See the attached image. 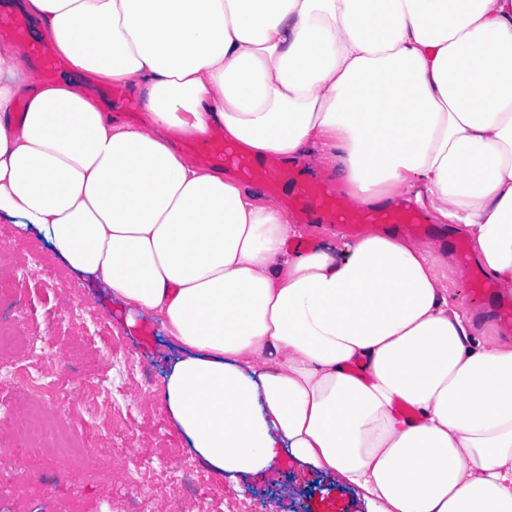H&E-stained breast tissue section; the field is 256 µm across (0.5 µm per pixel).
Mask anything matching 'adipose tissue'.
Listing matches in <instances>:
<instances>
[{"mask_svg":"<svg viewBox=\"0 0 512 512\" xmlns=\"http://www.w3.org/2000/svg\"><path fill=\"white\" fill-rule=\"evenodd\" d=\"M84 81L0 42V212L186 348L167 414L236 479L281 455L369 512H512V342L433 242H316L177 146L221 128L403 197L512 292V0H22ZM120 84L138 125L88 85Z\"/></svg>","mask_w":512,"mask_h":512,"instance_id":"ef3b65f1","label":"adipose tissue"}]
</instances>
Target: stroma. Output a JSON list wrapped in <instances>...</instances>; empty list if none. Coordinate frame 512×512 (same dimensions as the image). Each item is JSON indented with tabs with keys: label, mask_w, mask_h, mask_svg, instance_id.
Instances as JSON below:
<instances>
[{
	"label": "stroma",
	"mask_w": 512,
	"mask_h": 512,
	"mask_svg": "<svg viewBox=\"0 0 512 512\" xmlns=\"http://www.w3.org/2000/svg\"><path fill=\"white\" fill-rule=\"evenodd\" d=\"M42 256L54 275L26 274L15 284L19 306L0 305V321L12 322L20 333L44 336L53 343L56 359L43 364L45 383H52L68 346L79 329L54 319L60 307L81 301L87 323L107 322L117 344L141 366L116 380L126 405L115 416L129 437L107 445L103 438L85 440L95 426L79 390L85 369L71 360L69 400L43 407L48 438L42 451L18 453L24 406L38 405L35 391L0 383V512H168L171 487L163 475L145 474L142 463L155 456L158 436H165L183 457L191 452L165 410L163 383L180 348L149 318L138 329L125 326L126 311L109 293L73 275L60 255L36 229L19 230L12 217L0 215V273L22 266L27 255ZM193 483L182 491L185 512H224V500L239 493L245 512H368L360 493L339 482L336 475L282 456L272 468L223 478L200 461L192 463Z\"/></svg>",
	"instance_id": "1"
}]
</instances>
